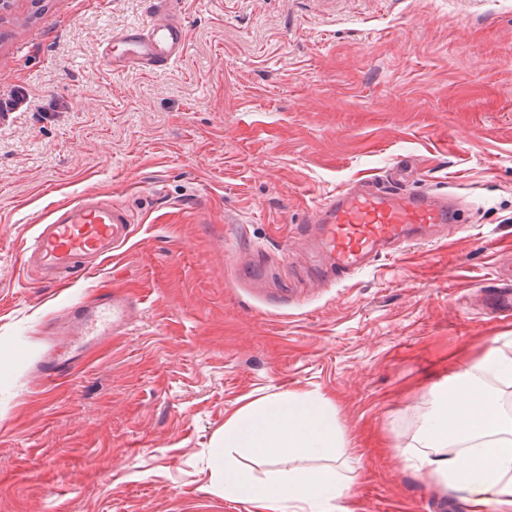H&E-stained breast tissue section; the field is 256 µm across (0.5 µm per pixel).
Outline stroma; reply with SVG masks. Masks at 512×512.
<instances>
[{"label":"stroma","mask_w":512,"mask_h":512,"mask_svg":"<svg viewBox=\"0 0 512 512\" xmlns=\"http://www.w3.org/2000/svg\"><path fill=\"white\" fill-rule=\"evenodd\" d=\"M155 0H12L0 15V512H254L225 498L216 438L288 391L336 405L350 512H465L400 456L428 389L512 317L483 287L512 261V0H176L184 57L97 70ZM456 193L460 229L351 279L302 230L399 160ZM99 192L137 228L59 293L21 251ZM126 332L54 385L44 324L109 290ZM255 480L322 458L234 460Z\"/></svg>","instance_id":"obj_1"}]
</instances>
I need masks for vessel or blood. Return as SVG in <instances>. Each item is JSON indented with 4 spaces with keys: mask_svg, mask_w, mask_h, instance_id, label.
Instances as JSON below:
<instances>
[{
    "mask_svg": "<svg viewBox=\"0 0 512 512\" xmlns=\"http://www.w3.org/2000/svg\"><path fill=\"white\" fill-rule=\"evenodd\" d=\"M187 32L170 11H156L145 22L114 35L100 53V64L112 58L122 65L152 70L180 58ZM458 200L402 187L395 178H363L339 189L321 204L307 234L320 243L328 262L326 276L344 281L381 257H397L415 239L438 240L456 226ZM129 212L94 194L57 206L22 250L26 268L40 269L53 287H69L74 274L90 272L112 257L131 235ZM493 301L501 312L512 311V266L499 268L492 280ZM138 303L112 291L102 303L71 305L63 323L51 331L59 342L45 354L41 373L55 382L72 375L77 357L95 348L101 337L126 329Z\"/></svg>",
    "mask_w": 512,
    "mask_h": 512,
    "instance_id": "vessel-or-blood-1",
    "label": "vessel or blood"
}]
</instances>
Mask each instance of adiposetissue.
Returning a JSON list of instances; mask_svg holds the SVG:
<instances>
[{
  "label": "adipose tissue",
  "mask_w": 512,
  "mask_h": 512,
  "mask_svg": "<svg viewBox=\"0 0 512 512\" xmlns=\"http://www.w3.org/2000/svg\"><path fill=\"white\" fill-rule=\"evenodd\" d=\"M512 386V350L486 348L473 362L429 388L403 455L416 469L457 496L466 512H512V415L491 382ZM219 446L229 458L243 451L261 458H327L330 466L283 479L254 481L227 461L225 497L255 512H336L350 487L334 466L345 443L330 399L290 391L248 403L224 422Z\"/></svg>",
  "instance_id": "adipose-tissue-1"
}]
</instances>
